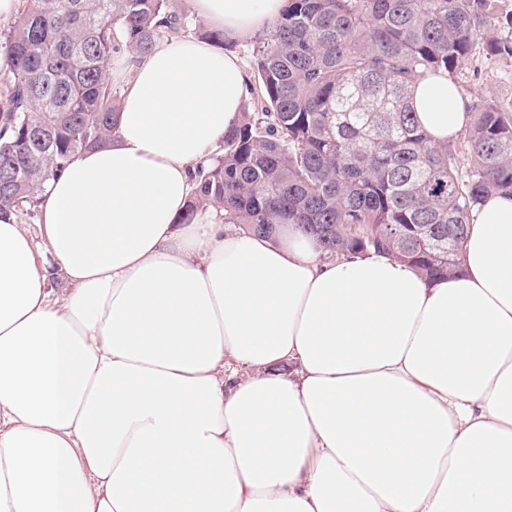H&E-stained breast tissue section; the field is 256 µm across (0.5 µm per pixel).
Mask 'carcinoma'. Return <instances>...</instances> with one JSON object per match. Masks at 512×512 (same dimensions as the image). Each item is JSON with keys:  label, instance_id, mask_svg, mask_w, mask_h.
I'll return each mask as SVG.
<instances>
[{"label": "carcinoma", "instance_id": "obj_1", "mask_svg": "<svg viewBox=\"0 0 512 512\" xmlns=\"http://www.w3.org/2000/svg\"><path fill=\"white\" fill-rule=\"evenodd\" d=\"M499 0H287L254 48L258 112L198 167L178 223L213 208L268 233L295 224L325 252L374 251L428 278L454 273L473 212L512 193V105L464 103V139L421 130L411 88L474 57H512ZM170 0H25L0 40V216L36 206L73 155L112 139V55L181 36Z\"/></svg>", "mask_w": 512, "mask_h": 512}]
</instances>
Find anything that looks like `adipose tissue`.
Instances as JSON below:
<instances>
[{
	"label": "adipose tissue",
	"mask_w": 512,
	"mask_h": 512,
	"mask_svg": "<svg viewBox=\"0 0 512 512\" xmlns=\"http://www.w3.org/2000/svg\"><path fill=\"white\" fill-rule=\"evenodd\" d=\"M190 2L228 40L285 6ZM245 84L234 53L159 42L39 237L0 219V512H512V195L433 280L293 224L178 223ZM411 95L461 137L447 78Z\"/></svg>",
	"instance_id": "obj_1"
}]
</instances>
